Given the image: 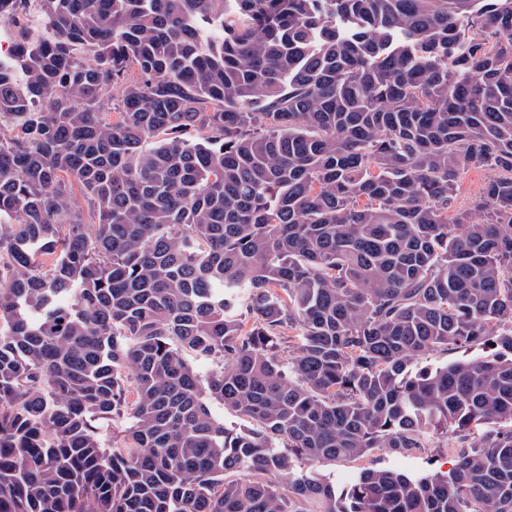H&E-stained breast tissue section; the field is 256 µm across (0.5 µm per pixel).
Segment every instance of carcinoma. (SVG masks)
Wrapping results in <instances>:
<instances>
[{"mask_svg":"<svg viewBox=\"0 0 512 512\" xmlns=\"http://www.w3.org/2000/svg\"><path fill=\"white\" fill-rule=\"evenodd\" d=\"M4 25L0 512H512V0ZM441 437L446 476L292 467ZM487 176L486 171L473 168L460 177L456 195L448 209V215L450 217H452L456 211L467 208L470 200L481 192ZM472 355L464 351H438L424 355L413 362L415 368L436 367L456 360L464 359Z\"/></svg>","mask_w":512,"mask_h":512,"instance_id":"obj_1","label":"carcinoma"}]
</instances>
